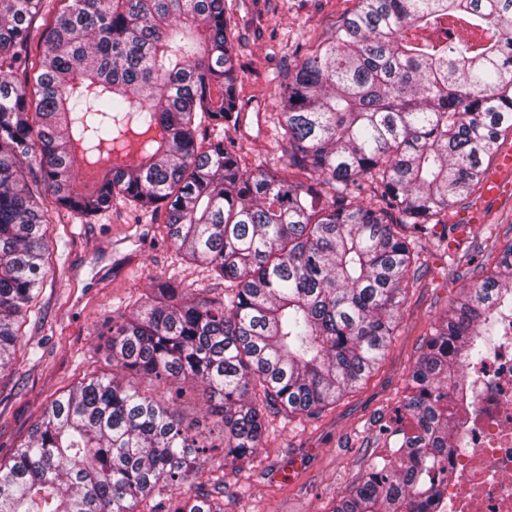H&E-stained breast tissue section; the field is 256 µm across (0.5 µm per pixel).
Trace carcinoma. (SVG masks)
<instances>
[{"instance_id":"1","label":"carcinoma","mask_w":512,"mask_h":512,"mask_svg":"<svg viewBox=\"0 0 512 512\" xmlns=\"http://www.w3.org/2000/svg\"><path fill=\"white\" fill-rule=\"evenodd\" d=\"M67 2L0 0V371L49 277L55 212L165 211L224 298L161 281L113 319L118 373L48 403L0 461V512H136L165 487L185 489L170 512H224L192 491L207 449L173 384L204 387L235 461L267 411L315 415L374 370L419 269L414 232L445 224L512 133V0H355L281 87L280 169L224 145L226 0ZM503 306L512 237L416 362L411 433L332 512H429L453 447L442 382L465 386L458 366L491 355Z\"/></svg>"}]
</instances>
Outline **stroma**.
<instances>
[{"label":"stroma","mask_w":512,"mask_h":512,"mask_svg":"<svg viewBox=\"0 0 512 512\" xmlns=\"http://www.w3.org/2000/svg\"><path fill=\"white\" fill-rule=\"evenodd\" d=\"M354 5L232 0L239 122L225 128L224 137L234 141L243 165H283L275 131L280 81L308 41L330 36ZM164 222V215L119 204L87 224L64 211L53 214L52 272L20 339L35 355H16L0 373V459L27 440L52 398L84 374L111 373L104 337L112 320L131 313L156 278L210 287L207 270L181 260L164 236ZM511 227L512 195L494 199L479 189L453 203L447 227L413 240L421 271L409 283L398 326L375 369L319 416L268 412L266 432L250 457L225 459L202 388L185 386L180 406L186 424L215 445L195 487L222 494L224 512H331L385 453L390 434L384 426L403 399L433 324L450 302L468 294L482 268L493 266Z\"/></svg>","instance_id":"stroma-1"}]
</instances>
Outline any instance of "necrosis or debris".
I'll use <instances>...</instances> for the list:
<instances>
[{
  "mask_svg": "<svg viewBox=\"0 0 512 512\" xmlns=\"http://www.w3.org/2000/svg\"><path fill=\"white\" fill-rule=\"evenodd\" d=\"M495 350L469 366V395L457 421L465 453L448 452V472L430 512H512V310L495 319Z\"/></svg>",
  "mask_w": 512,
  "mask_h": 512,
  "instance_id": "4bbe7bcc",
  "label": "necrosis or debris"
}]
</instances>
